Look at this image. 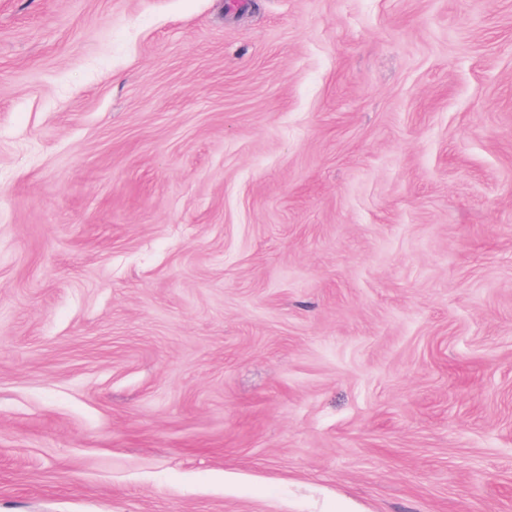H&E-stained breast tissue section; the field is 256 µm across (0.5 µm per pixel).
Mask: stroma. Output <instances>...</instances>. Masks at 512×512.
<instances>
[{
	"mask_svg": "<svg viewBox=\"0 0 512 512\" xmlns=\"http://www.w3.org/2000/svg\"><path fill=\"white\" fill-rule=\"evenodd\" d=\"M0 512H512V0H0Z\"/></svg>",
	"mask_w": 512,
	"mask_h": 512,
	"instance_id": "stroma-1",
	"label": "stroma"
}]
</instances>
